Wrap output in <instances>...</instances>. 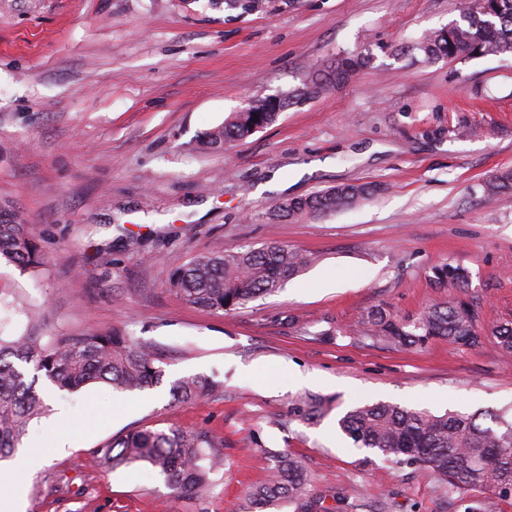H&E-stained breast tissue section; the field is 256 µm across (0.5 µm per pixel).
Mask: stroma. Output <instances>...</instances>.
I'll return each instance as SVG.
<instances>
[{"label": "stroma", "mask_w": 512, "mask_h": 512, "mask_svg": "<svg viewBox=\"0 0 512 512\" xmlns=\"http://www.w3.org/2000/svg\"><path fill=\"white\" fill-rule=\"evenodd\" d=\"M463 0H270L241 15L208 0H0V202L28 221L39 272L0 263V334L118 329L150 343L157 387L35 388L62 422L33 420L24 464L0 463V496L28 486L26 512H236L266 476V450L303 458L313 496L352 512H463L427 470L354 447L337 420L378 401L435 413L512 409V357L493 338L420 350L365 341L382 307L413 315L445 301L431 281L470 273L485 325L512 319V54L425 60L409 47L459 20ZM370 61L347 83L286 108L221 152L201 135L250 102L301 87L345 51ZM378 192L319 218L268 223L276 204L343 183ZM316 254L279 292L229 313L186 305L172 271L202 253L269 241ZM218 386L178 403L180 378ZM304 393L333 397L308 425ZM177 426L224 440L205 499L172 494L143 468L94 465L128 432ZM65 447H56L59 433Z\"/></svg>", "instance_id": "35a3bbf8"}]
</instances>
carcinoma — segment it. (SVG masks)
Listing matches in <instances>:
<instances>
[{"instance_id": "obj_1", "label": "carcinoma", "mask_w": 512, "mask_h": 512, "mask_svg": "<svg viewBox=\"0 0 512 512\" xmlns=\"http://www.w3.org/2000/svg\"><path fill=\"white\" fill-rule=\"evenodd\" d=\"M268 0H210V6L263 11ZM417 49L428 60L467 61L489 54L512 53V0H473L460 20L426 35ZM368 61L360 51H347L331 62L311 68L302 87L252 102L211 128L202 139L207 149L221 150L256 132L259 125L275 122L287 106L318 97L347 81ZM512 190V169L500 170L484 184V192ZM372 182L333 186L303 199L284 201L269 213L280 222L301 216L321 217L373 196ZM36 270L44 255L30 225L7 203L0 204V261ZM312 263L311 255L277 242L260 248L226 246L202 254L173 271L171 288L182 301L197 308L230 312L277 292ZM438 288H451L448 300L424 309L415 317H398L375 308L361 317V335L393 348H423L434 340L472 348L494 338L502 352L512 355V321L490 327L480 321L477 305L467 299L469 273L445 263L432 269ZM158 357L147 344L120 330L58 336L46 340L31 327L19 336H0V461L16 453L30 422L46 413L47 406L26 381L18 364L33 366L55 386L77 392L103 382L117 392L143 391L162 381ZM204 375L180 379L172 391L183 402L198 401L214 390ZM330 411V401L316 395L298 398L293 415L313 423ZM340 431L359 448L370 449L399 467L416 465L431 472L448 493L469 491L512 492V420L488 410L471 414L447 411L433 414L397 404L377 402L356 407L337 421ZM220 440L205 429L145 428L130 432L96 451L95 461L105 467L148 466L163 476L177 494L202 497L212 488L211 475L221 466L216 451ZM271 466L264 481L251 491L239 512H264L286 501L293 512H341L309 492L304 462L291 454L268 451Z\"/></svg>"}]
</instances>
